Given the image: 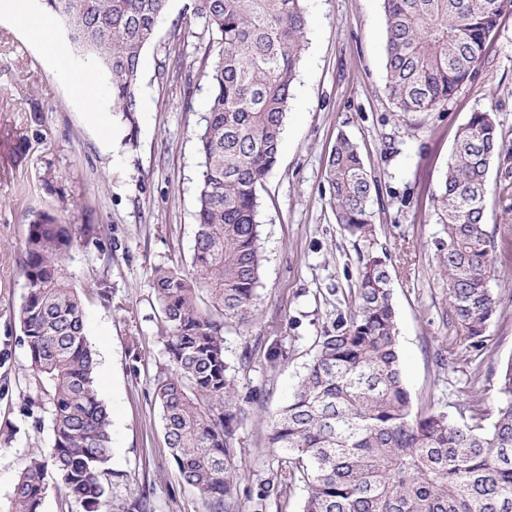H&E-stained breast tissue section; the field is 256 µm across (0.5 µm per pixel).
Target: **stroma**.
Instances as JSON below:
<instances>
[{
  "label": "stroma",
  "mask_w": 512,
  "mask_h": 512,
  "mask_svg": "<svg viewBox=\"0 0 512 512\" xmlns=\"http://www.w3.org/2000/svg\"><path fill=\"white\" fill-rule=\"evenodd\" d=\"M189 0H170L146 48L135 145L105 147L94 114L106 88L83 61L42 50L34 32L40 0L13 21L0 12V512H13L14 484L32 455L49 454V415L16 313L27 292L24 247L33 214L56 213L78 244L68 280L81 298L95 353V387L110 418V472L102 512H208L181 478L166 445L156 378L170 364L162 313L151 285L157 265L188 266L195 234L200 157L196 134L209 97V40L195 35ZM307 43L276 164L259 191L262 269L258 314L228 324L224 356L236 368L246 415L237 451L244 474L238 512H252L249 490L275 473L268 436L315 351V339L347 310L357 254L337 224L325 176L339 134L357 143L377 181L371 200L374 247L387 256L403 378L414 410L456 417L464 387L496 410V382L512 360V11L505 12L473 78L448 104L401 112L386 93L382 0H306ZM93 96L84 100L79 85ZM493 110L505 147L492 163L484 222L495 242L490 282L500 298L485 333L480 366L466 364L463 340L445 316L448 292L435 267L442 234L432 195L446 171L458 128ZM100 240L81 243L84 225ZM111 291L100 296L96 284ZM279 342L287 359L270 364Z\"/></svg>",
  "instance_id": "obj_1"
}]
</instances>
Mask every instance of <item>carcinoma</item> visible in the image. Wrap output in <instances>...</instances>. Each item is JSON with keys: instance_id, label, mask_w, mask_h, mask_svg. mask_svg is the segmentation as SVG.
<instances>
[{"instance_id": "carcinoma-1", "label": "carcinoma", "mask_w": 512, "mask_h": 512, "mask_svg": "<svg viewBox=\"0 0 512 512\" xmlns=\"http://www.w3.org/2000/svg\"><path fill=\"white\" fill-rule=\"evenodd\" d=\"M169 0H44L70 47L109 83L112 115L132 144L138 130L141 62ZM306 0H192L191 17L214 50L210 98L198 135L201 156L190 266L158 265L151 281L164 320L170 371L154 394L183 481L208 512H232L242 463L236 369L224 358V326L257 314L258 189L277 161L304 51ZM386 91L401 112H426L469 82L512 0H382ZM504 149L493 111L472 113L456 135L433 197L444 236L435 263L450 320L475 362L499 298L489 288L494 238L483 222L486 176ZM336 223L358 256L353 302L323 327L288 405L273 418L269 447L282 453L275 478L259 482L254 512L303 485L301 512H512V362L497 380L486 421L468 394L459 417L415 413L405 386L391 276L373 248L375 179L342 134L325 166ZM74 245L49 213L31 220L27 293L17 319L38 384L50 399L53 446L33 456L14 486V512H39L53 468L87 512L106 494L111 436L94 386L95 359L81 300L64 260ZM208 295L211 307L198 304Z\"/></svg>"}]
</instances>
